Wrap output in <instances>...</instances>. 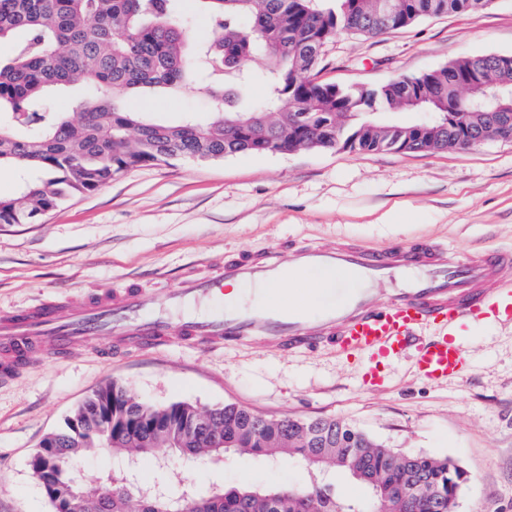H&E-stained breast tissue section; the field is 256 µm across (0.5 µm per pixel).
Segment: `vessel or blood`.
I'll return each mask as SVG.
<instances>
[{
    "label": "vessel or blood",
    "mask_w": 512,
    "mask_h": 512,
    "mask_svg": "<svg viewBox=\"0 0 512 512\" xmlns=\"http://www.w3.org/2000/svg\"><path fill=\"white\" fill-rule=\"evenodd\" d=\"M510 265L512 251L453 261L444 250L424 244L383 251L302 246L286 256L271 252L256 260L230 259L206 279L157 289L156 311L149 315L133 289L93 293L74 302L43 299L0 311V378H10L34 353L93 350L99 335L116 331L146 346L187 336L205 348L230 347L254 335L269 337L282 349L327 345L337 354L359 357L360 376L373 385L382 384L386 369L406 358L421 379H459L471 367L459 340L468 319L493 315L512 321V282H502L498 272ZM332 269L350 271L364 282L387 279L398 269L416 277L386 301L364 288H340L335 299L315 310L288 302L178 321L169 315L182 304L222 292L229 281L266 282L293 271Z\"/></svg>",
    "instance_id": "vessel-or-blood-1"
}]
</instances>
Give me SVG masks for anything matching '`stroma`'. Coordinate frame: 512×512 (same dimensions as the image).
<instances>
[{
	"label": "stroma",
	"instance_id": "35a3bbf8",
	"mask_svg": "<svg viewBox=\"0 0 512 512\" xmlns=\"http://www.w3.org/2000/svg\"><path fill=\"white\" fill-rule=\"evenodd\" d=\"M512 54V0L430 17L383 35L339 34L319 78L380 87L465 56ZM175 124L205 116L202 90L132 100ZM430 242L464 256L512 250V143L465 150H301L179 159L113 177L25 224H0V309L105 288L177 287L224 259L302 245L395 248ZM461 341V379L416 377L410 360L381 389L324 349L280 353L266 342L207 350L190 342L35 357L0 381V512H51L28 460L43 437L111 382L137 399L202 409L227 403L268 417H336L400 452L448 457L467 475L457 512H512V322L477 319ZM202 493L228 485L301 487L307 467L230 454L178 463Z\"/></svg>",
	"mask_w": 512,
	"mask_h": 512
}]
</instances>
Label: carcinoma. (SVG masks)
I'll return each mask as SVG.
<instances>
[{"label":"carcinoma","instance_id":"1","mask_svg":"<svg viewBox=\"0 0 512 512\" xmlns=\"http://www.w3.org/2000/svg\"><path fill=\"white\" fill-rule=\"evenodd\" d=\"M443 1L450 13H476L483 0H390L398 27L427 17ZM203 5L212 39L187 49L177 25L175 0H0V167L20 176L15 198H0V223L21 224L65 201L95 191L132 168L177 159L209 160L262 154L270 141L288 152L303 149L431 151L466 149L489 131L499 105L498 84L512 83V58L466 56L391 87H339L316 78L319 48L341 33L378 36L380 0H194ZM265 60L253 71L244 62ZM259 101L246 99L254 82ZM198 85L208 116L179 124L152 121L128 105L132 96L176 93ZM428 94L416 106L402 95ZM81 95L79 120L54 112L56 94ZM467 95L458 125L448 101ZM406 110L434 113L420 132L400 123ZM126 436L110 448L119 461L167 448L176 455L207 457L231 451L257 459L282 457L311 472L342 470L365 484L373 499L400 501L402 512H441L466 481L448 458L406 455L349 423L329 418L307 441V421L283 416L255 432L258 414L235 404L200 409L183 401L157 406L112 383L84 400L55 434L65 437L44 462V494L80 499L81 512H97L103 488L84 482L77 460L106 449L100 418ZM219 438L234 448H209ZM406 456L409 463L396 464ZM133 490L112 497L111 512H371L364 502L310 480L301 488L228 486L187 501L169 496L141 511Z\"/></svg>","mask_w":512,"mask_h":512}]
</instances>
